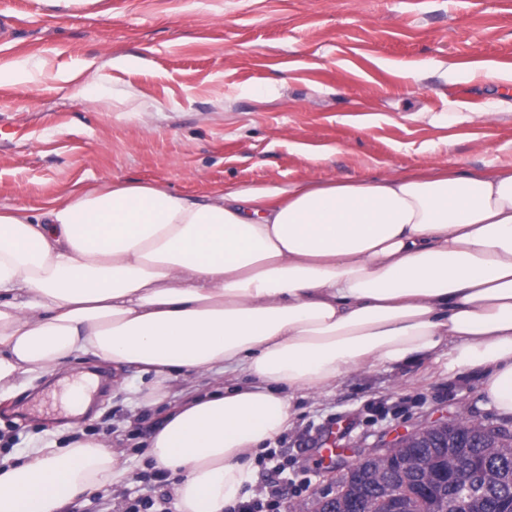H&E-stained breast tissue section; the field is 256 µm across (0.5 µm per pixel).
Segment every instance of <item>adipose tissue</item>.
I'll use <instances>...</instances> for the list:
<instances>
[{
  "label": "adipose tissue",
  "mask_w": 512,
  "mask_h": 512,
  "mask_svg": "<svg viewBox=\"0 0 512 512\" xmlns=\"http://www.w3.org/2000/svg\"><path fill=\"white\" fill-rule=\"evenodd\" d=\"M452 346L512 415V161L371 182L256 186L198 199L102 181L0 209V406L88 363L149 381L144 456L172 512H224L296 396ZM233 374L167 405L181 378ZM109 438L0 461V512H66L126 485Z\"/></svg>",
  "instance_id": "1"
}]
</instances>
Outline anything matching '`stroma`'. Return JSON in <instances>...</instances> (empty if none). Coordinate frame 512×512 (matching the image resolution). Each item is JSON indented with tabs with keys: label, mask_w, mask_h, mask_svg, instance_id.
Here are the masks:
<instances>
[{
	"label": "stroma",
	"mask_w": 512,
	"mask_h": 512,
	"mask_svg": "<svg viewBox=\"0 0 512 512\" xmlns=\"http://www.w3.org/2000/svg\"><path fill=\"white\" fill-rule=\"evenodd\" d=\"M0 16L12 31L0 71L42 62L0 85V209L43 206L79 181L201 198L512 161V0H0ZM482 377L428 356L298 399L255 460L252 494L273 456L310 502L355 447L446 416L497 418ZM139 383L128 372L79 425L126 449L128 485L69 512L171 494L136 450L160 416L136 407ZM62 399L42 382L1 410L0 458L63 423ZM40 68V61L34 57H27L22 62L7 71H1V83H21L29 81L35 71Z\"/></svg>",
	"instance_id": "1"
}]
</instances>
